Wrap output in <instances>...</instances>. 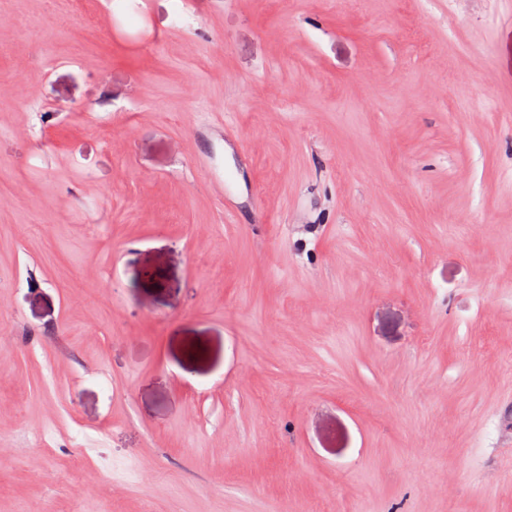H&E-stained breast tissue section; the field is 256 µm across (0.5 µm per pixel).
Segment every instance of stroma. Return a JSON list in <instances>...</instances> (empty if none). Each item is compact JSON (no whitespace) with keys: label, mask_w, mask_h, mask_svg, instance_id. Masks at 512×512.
<instances>
[{"label":"stroma","mask_w":512,"mask_h":512,"mask_svg":"<svg viewBox=\"0 0 512 512\" xmlns=\"http://www.w3.org/2000/svg\"><path fill=\"white\" fill-rule=\"evenodd\" d=\"M511 353L512 0H0V512H512Z\"/></svg>","instance_id":"35a3bbf8"}]
</instances>
